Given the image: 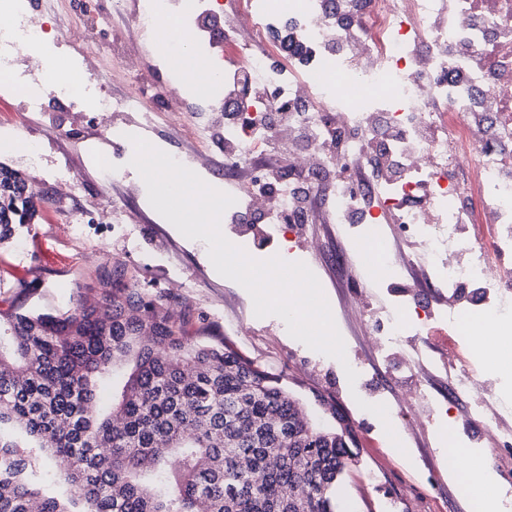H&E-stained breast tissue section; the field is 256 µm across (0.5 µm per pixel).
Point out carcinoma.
Here are the masks:
<instances>
[{
    "mask_svg": "<svg viewBox=\"0 0 512 512\" xmlns=\"http://www.w3.org/2000/svg\"><path fill=\"white\" fill-rule=\"evenodd\" d=\"M38 215L0 165V243ZM97 282L91 304L79 290L63 313L0 316V512H335L351 438H288L307 422L279 380L120 266Z\"/></svg>",
    "mask_w": 512,
    "mask_h": 512,
    "instance_id": "carcinoma-1",
    "label": "carcinoma"
}]
</instances>
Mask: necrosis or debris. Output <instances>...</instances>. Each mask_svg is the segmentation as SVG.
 Listing matches in <instances>:
<instances>
[{
	"label": "necrosis or debris",
	"mask_w": 512,
	"mask_h": 512,
	"mask_svg": "<svg viewBox=\"0 0 512 512\" xmlns=\"http://www.w3.org/2000/svg\"><path fill=\"white\" fill-rule=\"evenodd\" d=\"M125 3L112 0L111 9L65 24L54 13L35 17L17 0H0V90L13 101L15 127L27 130L37 112L77 109L66 83L49 86L41 77L37 50L49 41L57 49L80 44L72 63L88 73L85 93L113 139L124 140L127 132L113 114L138 112L151 122L142 100L154 94L168 126L194 139L196 170L211 162L203 111L223 119L224 139L242 165L272 142L287 141L289 131L310 133L293 156V174L264 190L237 183L225 218L237 220L249 208L281 223L293 206L297 174L324 162L332 177L311 178L309 189L323 195L326 222L359 225L355 244L377 247L369 269L402 285L406 298L413 293L403 283L408 266L391 252L381 223L382 215L393 214L396 227L422 243L420 259L430 262L435 286L450 298L435 319L454 333L435 356L411 347V328L426 316L404 299L386 312L378 353L413 371L446 365L450 392L468 399L471 419L496 448L512 446V430L501 427L497 396L474 363L476 353L460 342L485 335L491 290L512 288V0H138L130 15ZM123 14L153 43L161 63L179 59L164 19H175L202 46L195 56L207 79L200 112L187 109L180 84L153 90L144 83L139 46L113 28ZM104 28L111 29V42L99 41ZM104 56L129 80L122 96L94 77ZM233 72L264 83L270 96L229 89ZM473 113L484 115L492 133L485 143L476 140ZM372 137L382 161L401 167L402 175L351 182L349 173L366 163L362 144ZM334 138L340 147L321 157L323 143ZM465 287L475 295L460 307L455 299Z\"/></svg>",
	"instance_id": "1"
}]
</instances>
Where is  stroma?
<instances>
[{"label":"stroma","mask_w":512,"mask_h":512,"mask_svg":"<svg viewBox=\"0 0 512 512\" xmlns=\"http://www.w3.org/2000/svg\"><path fill=\"white\" fill-rule=\"evenodd\" d=\"M9 97H0V164L53 188L55 174L74 165L79 173L67 213L46 204L41 219L19 227L14 242L0 247V313L17 306L66 310L78 287L94 283L98 270L122 266L128 277L154 294L172 295L174 315H203L210 329L262 369L277 376L308 417L320 415L318 397L339 405L356 427L359 461L337 487L338 512H472L475 496L459 483L472 459H449L447 424L476 452L485 473L507 486L512 456L495 461L482 455L486 435L469 417L466 401L448 396V381L426 371H407L383 358L374 342V322L397 300L396 286L364 278V258L334 224L255 226L228 224L225 237L248 255H276L291 234L289 259L305 263L318 278L345 343V361H360L366 373L348 381L343 361L314 351L288 335L282 319L256 317L248 291L214 268L205 241L182 235L149 203L147 195L128 201L139 219L128 223L112 211L124 182L139 181L136 170L123 183L98 168L94 151L125 154L124 144L105 139L93 122H73L71 113L35 115L30 133L7 121ZM40 140L44 153L31 168L21 149ZM431 397L422 400L421 388ZM383 404L388 422L368 407ZM397 437L389 439L384 427Z\"/></svg>","instance_id":"obj_1"}]
</instances>
